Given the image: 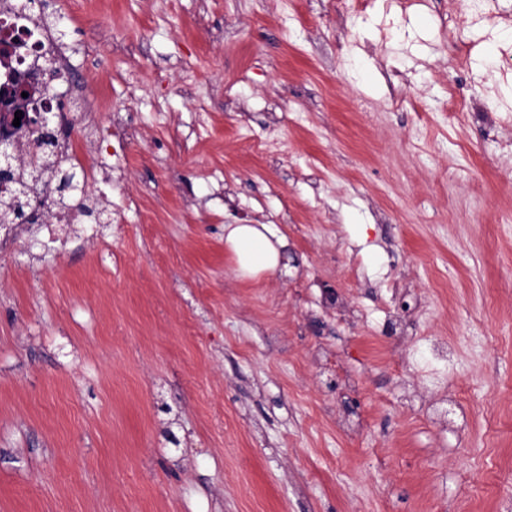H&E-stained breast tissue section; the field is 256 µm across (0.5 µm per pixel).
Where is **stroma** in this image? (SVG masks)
<instances>
[{
  "mask_svg": "<svg viewBox=\"0 0 512 512\" xmlns=\"http://www.w3.org/2000/svg\"><path fill=\"white\" fill-rule=\"evenodd\" d=\"M44 14L136 135L0 253V512H512V0ZM228 224L224 227V244L233 253L238 272L243 277H256L274 270L279 251L267 233L266 224Z\"/></svg>",
  "mask_w": 512,
  "mask_h": 512,
  "instance_id": "obj_1",
  "label": "stroma"
}]
</instances>
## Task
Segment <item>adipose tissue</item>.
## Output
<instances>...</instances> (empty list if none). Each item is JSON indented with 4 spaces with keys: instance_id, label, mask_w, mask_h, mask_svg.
Returning a JSON list of instances; mask_svg holds the SVG:
<instances>
[{
    "instance_id": "adipose-tissue-1",
    "label": "adipose tissue",
    "mask_w": 512,
    "mask_h": 512,
    "mask_svg": "<svg viewBox=\"0 0 512 512\" xmlns=\"http://www.w3.org/2000/svg\"><path fill=\"white\" fill-rule=\"evenodd\" d=\"M224 243L233 253L241 276L255 277L278 265L279 251L266 229L252 224H228L224 227Z\"/></svg>"
}]
</instances>
